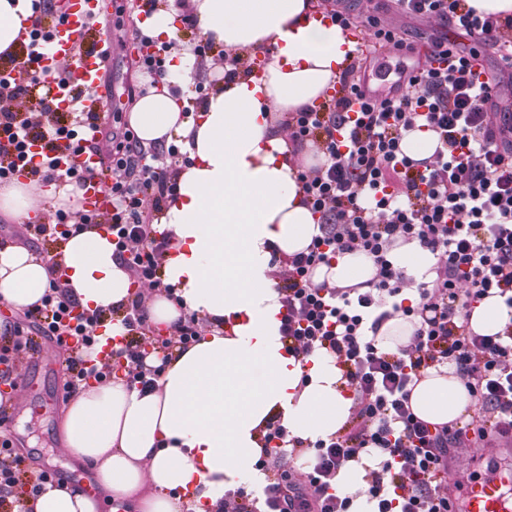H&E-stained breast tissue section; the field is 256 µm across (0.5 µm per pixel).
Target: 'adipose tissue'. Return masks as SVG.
I'll use <instances>...</instances> for the list:
<instances>
[{
    "instance_id": "obj_1",
    "label": "adipose tissue",
    "mask_w": 512,
    "mask_h": 512,
    "mask_svg": "<svg viewBox=\"0 0 512 512\" xmlns=\"http://www.w3.org/2000/svg\"><path fill=\"white\" fill-rule=\"evenodd\" d=\"M181 9L215 48L246 61L199 103L186 53L172 54L167 67L180 93L151 91L129 114L142 144L175 140L190 158L159 219L169 237L164 281L179 299L153 295L150 321L171 333L192 313L203 334L175 346L152 391L113 378L73 396L64 447L92 467L98 490L48 484L28 501L30 512H99L104 497L128 504L129 512H222L226 491L264 483L257 463L270 419L312 445L334 437L354 410L334 358L317 351L298 360L288 352L276 273L319 233V217L296 180L299 168L318 159L292 154L283 115L324 101L357 44L325 19L319 0H183L153 14L155 38H173ZM31 24V0H0V55L16 54ZM75 194L16 180L0 187V213L32 222L41 219L46 197L64 204ZM58 262L64 292L84 307L111 309L134 294L100 227L68 237ZM375 272L373 261L355 250L318 266L312 281L351 288ZM49 281L46 261L28 248L0 249L1 305L34 307ZM511 318L503 300L490 296L472 308L469 326L492 335ZM410 403L419 418L442 425L465 417L470 399L455 367L441 366L424 372ZM377 464L366 455L337 472L351 512H372L365 475Z\"/></svg>"
}]
</instances>
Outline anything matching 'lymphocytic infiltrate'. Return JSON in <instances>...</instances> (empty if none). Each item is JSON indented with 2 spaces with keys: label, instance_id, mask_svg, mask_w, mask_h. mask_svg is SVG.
<instances>
[{
  "label": "lymphocytic infiltrate",
  "instance_id": "1",
  "mask_svg": "<svg viewBox=\"0 0 512 512\" xmlns=\"http://www.w3.org/2000/svg\"><path fill=\"white\" fill-rule=\"evenodd\" d=\"M399 11L434 19L442 29L430 54L446 64L399 66L398 84L385 93L369 91L359 63L340 74L335 95L323 104L289 113L294 146L313 143L325 161L298 175L307 204L319 213V235L307 251L290 257L278 291L284 312L281 331L290 353L306 357L322 350L333 356L355 395L348 426L316 444L304 479L281 465L287 457L286 431L271 421L263 436L274 463L261 493L227 492L224 512H348L349 497L333 480L342 466L361 454L382 461L367 483L376 512H448L450 449L512 434V320L492 335L474 333L468 322L473 304L500 296L512 309V103L499 81L478 65L479 51L496 56L501 72L512 75V17L483 14L467 0H397ZM341 29L363 25L376 47L399 55L407 44L400 33L373 15L337 11ZM476 43L468 49L456 38ZM90 113L75 110L70 124L42 125L0 109V180L26 174L45 182L62 180L83 188L87 176L64 166L66 153L83 150ZM425 127L438 146L430 159L403 153L405 132ZM39 152H31L32 144ZM109 172L112 216L107 226L117 259L135 283L164 289L161 260L169 246L157 229L158 214L175 195L159 152L146 149L132 130L112 136ZM418 242L436 262L419 281L406 278L395 261L396 242ZM360 250L377 267L368 291L314 284L313 270L336 256ZM414 286L418 305L405 304V286ZM77 304L51 280L40 305L28 311L35 324L14 326L0 345V379L17 387L14 361L35 353L39 339L62 344L72 338L65 388L77 394L88 380L111 378V368L89 363L97 351L95 328L101 311L77 313ZM381 307L415 319L411 342L385 351L373 338ZM130 382L154 386L161 369L146 364L141 336L152 330L141 296H134L121 321ZM454 365L478 414L464 425L432 426L410 409L421 373ZM24 457L8 429L0 430V512H28L12 495L21 480Z\"/></svg>",
  "mask_w": 512,
  "mask_h": 512
}]
</instances>
